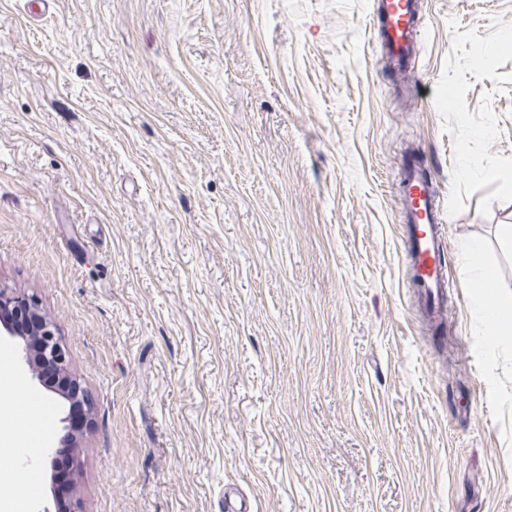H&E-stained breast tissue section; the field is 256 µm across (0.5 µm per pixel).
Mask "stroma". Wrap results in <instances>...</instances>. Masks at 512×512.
Here are the masks:
<instances>
[{"instance_id": "35a3bbf8", "label": "stroma", "mask_w": 512, "mask_h": 512, "mask_svg": "<svg viewBox=\"0 0 512 512\" xmlns=\"http://www.w3.org/2000/svg\"><path fill=\"white\" fill-rule=\"evenodd\" d=\"M370 0H0V289L35 296L94 407L81 512H512V0H422L390 74ZM447 206L434 327L400 238L401 163ZM481 242L480 255L464 246ZM32 469L56 512L67 403ZM470 288H475L476 300L483 310L485 336L512 335V296H499L495 304H486L485 294L498 288L493 269L482 267L469 278Z\"/></svg>"}]
</instances>
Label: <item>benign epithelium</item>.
<instances>
[{
	"mask_svg": "<svg viewBox=\"0 0 512 512\" xmlns=\"http://www.w3.org/2000/svg\"><path fill=\"white\" fill-rule=\"evenodd\" d=\"M38 302L29 296L10 294L0 289V326L8 335L15 336L23 342L21 358L32 375L45 362L55 364L60 371L69 373V357L54 326L38 315ZM68 403V412L62 418L67 427H74L73 411L82 409L86 420H91L92 404L81 388L80 382L71 380L70 388L62 393Z\"/></svg>",
	"mask_w": 512,
	"mask_h": 512,
	"instance_id": "1",
	"label": "benign epithelium"
}]
</instances>
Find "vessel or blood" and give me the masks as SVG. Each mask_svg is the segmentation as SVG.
<instances>
[{"label":"vessel or blood","mask_w":512,"mask_h":512,"mask_svg":"<svg viewBox=\"0 0 512 512\" xmlns=\"http://www.w3.org/2000/svg\"><path fill=\"white\" fill-rule=\"evenodd\" d=\"M419 0H371V16L389 64L408 70L419 51ZM400 188L406 199L402 246L412 282L434 314L446 311L448 266L440 235L439 192L417 162L402 170Z\"/></svg>","instance_id":"obj_1"}]
</instances>
